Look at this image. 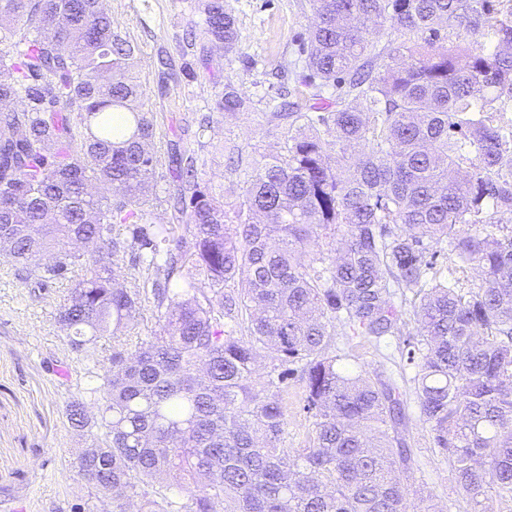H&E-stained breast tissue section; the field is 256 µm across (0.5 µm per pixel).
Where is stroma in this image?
<instances>
[{
    "mask_svg": "<svg viewBox=\"0 0 512 512\" xmlns=\"http://www.w3.org/2000/svg\"><path fill=\"white\" fill-rule=\"evenodd\" d=\"M114 26L138 45L139 76L146 107L152 114L156 180L146 210L152 219L170 222L179 192L172 179L173 147L197 161L200 182L215 194H228L239 182L230 173L225 144L237 145L244 163L277 149L281 130L271 123L265 100L280 84L277 71L294 60L295 44L313 22L308 0H230L237 22L241 53L227 54L186 33L200 21L198 0H103ZM244 97L249 109L221 116L218 104L225 86ZM69 288L53 282L37 288L23 283L15 268L0 260V512L22 502L26 512H71L84 504L100 512L94 489L77 474L79 449L91 445L93 433H79L65 408L83 396L88 372H101L112 342L74 351L57 322V309ZM406 322L397 336L367 339L334 328L333 349L369 376L396 381L409 411L408 430L414 466L407 479L410 507L431 497L444 512H471L455 493L452 463L432 444L427 424L415 402L413 377L404 339L416 335ZM301 384L282 395L288 411L284 446L310 445L313 423L302 409Z\"/></svg>",
    "mask_w": 512,
    "mask_h": 512,
    "instance_id": "1",
    "label": "stroma"
}]
</instances>
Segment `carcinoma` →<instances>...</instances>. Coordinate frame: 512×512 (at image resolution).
I'll use <instances>...</instances> for the list:
<instances>
[{
	"mask_svg": "<svg viewBox=\"0 0 512 512\" xmlns=\"http://www.w3.org/2000/svg\"><path fill=\"white\" fill-rule=\"evenodd\" d=\"M309 5L302 70L266 102L280 151L244 170L229 208L176 159L186 220L168 224L145 210L158 157L137 46L102 0H0V257L26 282H71L57 320L75 348L112 339L87 388L98 414L66 409L99 431L76 465L103 472L102 512H408L399 387L332 352L336 321L378 339L408 317L417 406L458 495L479 512L512 500V5ZM200 12L201 34L240 53L229 0ZM220 110L247 101L228 85ZM116 226L157 324L132 351L142 301L114 260ZM320 237L333 256L308 250ZM449 254L482 284L448 279ZM262 352L278 364L259 378ZM297 376L314 429L291 453L281 393Z\"/></svg>",
	"mask_w": 512,
	"mask_h": 512,
	"instance_id": "1",
	"label": "carcinoma"
}]
</instances>
